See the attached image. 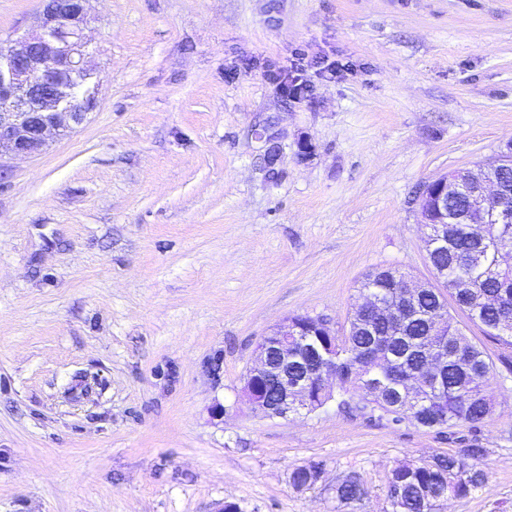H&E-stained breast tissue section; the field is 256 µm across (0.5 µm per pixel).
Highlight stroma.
<instances>
[{"mask_svg":"<svg viewBox=\"0 0 512 512\" xmlns=\"http://www.w3.org/2000/svg\"><path fill=\"white\" fill-rule=\"evenodd\" d=\"M42 0H0V40ZM86 122L0 162V512H390L399 463L485 448L440 512H512V369L483 423L241 396L285 318L343 331L369 272L422 281L418 191L512 144V0H90ZM315 66L284 96L268 68ZM224 415H217V407ZM323 463L294 487V468ZM369 496L340 503L336 483ZM368 491L356 476H347L336 485V498L345 502L362 501Z\"/></svg>","mask_w":512,"mask_h":512,"instance_id":"stroma-1","label":"stroma"}]
</instances>
